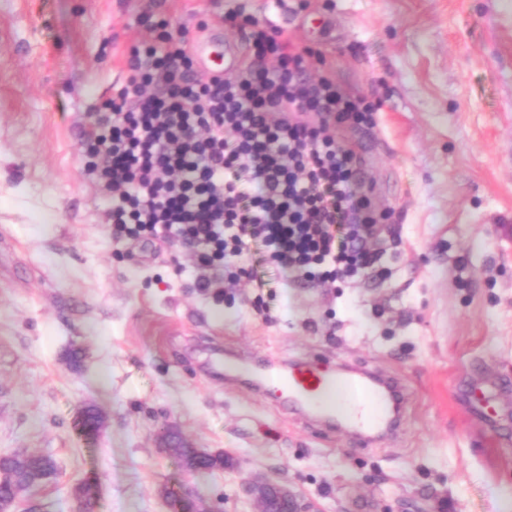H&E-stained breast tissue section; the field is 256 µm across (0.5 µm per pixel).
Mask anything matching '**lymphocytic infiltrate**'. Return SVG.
<instances>
[{
  "instance_id": "lymphocytic-infiltrate-1",
  "label": "lymphocytic infiltrate",
  "mask_w": 512,
  "mask_h": 512,
  "mask_svg": "<svg viewBox=\"0 0 512 512\" xmlns=\"http://www.w3.org/2000/svg\"><path fill=\"white\" fill-rule=\"evenodd\" d=\"M225 78L197 81L186 46L131 48L130 73L86 133L87 175L114 239L183 248L201 292L222 296L261 245L269 264L321 287L379 258L353 151L337 125L371 116L329 77L311 80L280 30L253 25Z\"/></svg>"
}]
</instances>
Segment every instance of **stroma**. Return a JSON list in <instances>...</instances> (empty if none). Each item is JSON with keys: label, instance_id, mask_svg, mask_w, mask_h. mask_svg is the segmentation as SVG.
Returning <instances> with one entry per match:
<instances>
[{"label": "stroma", "instance_id": "stroma-1", "mask_svg": "<svg viewBox=\"0 0 512 512\" xmlns=\"http://www.w3.org/2000/svg\"><path fill=\"white\" fill-rule=\"evenodd\" d=\"M259 22L312 50L310 78L363 98L373 122L336 133L358 193L387 216L377 269L336 288L258 287L260 252L223 299L188 254L112 244L83 133L152 28L189 43ZM81 351L79 365L71 351ZM360 366L396 379L395 432L366 446L256 389L259 363ZM491 392L496 423L467 391ZM104 418L84 434V408ZM171 423L231 466L159 453ZM55 473L18 512H167L189 495L255 512L254 472L287 474L327 512H512V0H0V454Z\"/></svg>", "mask_w": 512, "mask_h": 512}]
</instances>
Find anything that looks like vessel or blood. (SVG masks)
Segmentation results:
<instances>
[{
    "instance_id": "b4317fda",
    "label": "vessel or blood",
    "mask_w": 512,
    "mask_h": 512,
    "mask_svg": "<svg viewBox=\"0 0 512 512\" xmlns=\"http://www.w3.org/2000/svg\"><path fill=\"white\" fill-rule=\"evenodd\" d=\"M261 379L286 394L293 406L341 420L367 439L389 428L398 402L394 384L353 370L330 373L314 364H295L282 371L269 363Z\"/></svg>"
}]
</instances>
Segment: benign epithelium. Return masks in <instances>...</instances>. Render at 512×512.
<instances>
[{"instance_id": "7a95c632", "label": "benign epithelium", "mask_w": 512, "mask_h": 512, "mask_svg": "<svg viewBox=\"0 0 512 512\" xmlns=\"http://www.w3.org/2000/svg\"><path fill=\"white\" fill-rule=\"evenodd\" d=\"M158 449L184 448L186 444L175 436L173 427L164 424L157 430ZM240 494L252 501L258 512H322L316 503L295 490L285 479L255 473L240 485Z\"/></svg>"}]
</instances>
